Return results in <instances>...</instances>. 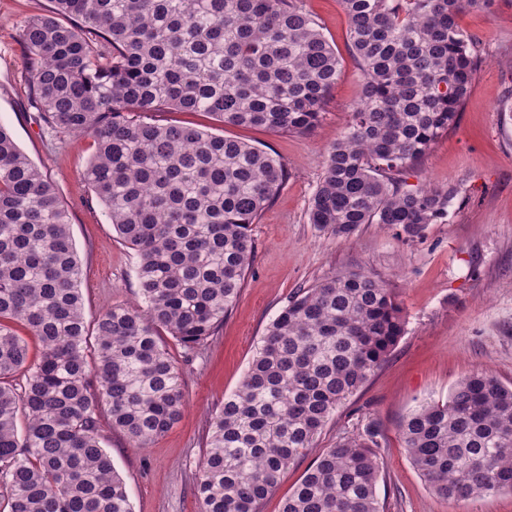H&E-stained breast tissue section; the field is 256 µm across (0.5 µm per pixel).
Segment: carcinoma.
I'll list each match as a JSON object with an SVG mask.
<instances>
[{
	"label": "carcinoma",
	"mask_w": 512,
	"mask_h": 512,
	"mask_svg": "<svg viewBox=\"0 0 512 512\" xmlns=\"http://www.w3.org/2000/svg\"><path fill=\"white\" fill-rule=\"evenodd\" d=\"M18 27L43 132L93 137L84 180L137 257L136 305L87 324L81 261L54 184L0 125V512H133L99 436L102 413L136 448L182 416L168 341L191 351L239 299L251 226L288 181L280 159L154 112L305 134L326 111L336 49L303 0H52ZM363 85L326 149L308 223L413 238L458 189L407 183L453 129L483 60L457 19L494 0H339ZM41 343L37 363L13 325ZM393 288L366 270L300 289L261 336L210 422L199 512H259L329 418L404 333ZM379 432L322 449L281 512H380ZM440 498L512 492V386L482 371L401 423Z\"/></svg>",
	"instance_id": "carcinoma-1"
}]
</instances>
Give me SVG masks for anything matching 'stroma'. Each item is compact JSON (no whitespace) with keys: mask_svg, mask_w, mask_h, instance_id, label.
Masks as SVG:
<instances>
[{"mask_svg":"<svg viewBox=\"0 0 512 512\" xmlns=\"http://www.w3.org/2000/svg\"><path fill=\"white\" fill-rule=\"evenodd\" d=\"M340 57V77L319 125L310 133L225 126L201 112H165L161 119L246 141L276 156L290 177L251 234L255 259L243 292L219 331L194 351H169L185 381L187 409L150 447H132L101 418L99 434L124 477L133 512H198L195 470L210 419L242 381L260 337L294 294L344 269L388 279L405 315V333L380 369L322 428L260 512L283 500L319 449L376 423L381 446L377 495L382 512H512V494L451 501L436 496L413 468L399 427L426 399L446 398L462 378L480 371L512 384V0L458 18L481 40L484 61L455 129L432 147L411 184L458 187L445 221L404 239L376 224L350 238L309 224L307 209L336 140L361 95L362 74L347 48L348 19L339 0H303ZM51 0H0V124L56 186L70 213L82 265L85 316L136 301L137 257L117 237L84 181L93 152L88 136L52 142L40 133L25 88L18 26Z\"/></svg>","mask_w":512,"mask_h":512,"instance_id":"obj_1","label":"stroma"}]
</instances>
